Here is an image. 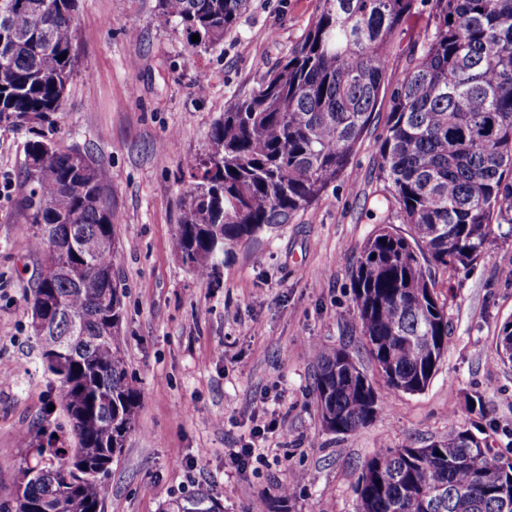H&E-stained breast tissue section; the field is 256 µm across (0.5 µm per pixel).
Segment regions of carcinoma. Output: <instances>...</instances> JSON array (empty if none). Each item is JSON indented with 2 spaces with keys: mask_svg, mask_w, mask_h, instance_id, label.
I'll list each match as a JSON object with an SVG mask.
<instances>
[{
  "mask_svg": "<svg viewBox=\"0 0 512 512\" xmlns=\"http://www.w3.org/2000/svg\"><path fill=\"white\" fill-rule=\"evenodd\" d=\"M24 0L0 16V122L50 124L77 67L71 0ZM248 0H157L159 26L182 27L193 49L214 48ZM428 8L390 97L378 145L385 220L355 269L365 351L390 390L419 393L448 348V318L432 286L439 266L466 270L512 236V0H318L310 27L258 87L211 128L204 153L186 163L172 248L197 279L216 278L224 248L289 224L348 175L356 147L386 95L405 25ZM200 40L192 41V35ZM223 161L213 172L208 162ZM27 221L41 256L31 329L44 370L60 384L72 448L48 435L41 462L19 468L13 503L0 512H98L105 476L140 408L119 343L121 293L106 277L118 259L108 174L89 151L29 142ZM57 256L48 254L51 244ZM73 339L63 340L70 324ZM316 391L326 429L349 433L384 409L344 348H319ZM483 439L451 427L426 448H387L365 461L354 512H503L512 463L481 456ZM283 484L261 512H284ZM178 512H219L197 495Z\"/></svg>",
  "mask_w": 512,
  "mask_h": 512,
  "instance_id": "1",
  "label": "carcinoma"
}]
</instances>
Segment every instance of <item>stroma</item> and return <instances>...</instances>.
I'll return each instance as SVG.
<instances>
[{
    "mask_svg": "<svg viewBox=\"0 0 512 512\" xmlns=\"http://www.w3.org/2000/svg\"><path fill=\"white\" fill-rule=\"evenodd\" d=\"M157 0H79L78 66L52 126L0 123V502L15 496L28 450L22 433L68 439L56 378L37 359L31 331L36 230L23 200L26 145L90 149L107 170L124 293L120 341L140 391L133 431L107 477L103 512H173L210 493L221 512L276 498L293 473L305 480L287 512H353L365 460L387 448H423L449 428L480 433L512 461V365L498 337L512 322V237L468 270L437 268L434 292L448 317V349L424 391L391 392L387 409L352 433L321 422L314 347H345L376 389L385 381L362 347L353 269L383 213L375 192L378 139L389 102L337 182L289 224L227 247L215 281L189 273L172 235L200 155L225 107L287 56L317 0H249L220 45L190 50L182 28L157 26ZM269 433L265 462L237 472L228 448Z\"/></svg>",
    "mask_w": 512,
    "mask_h": 512,
    "instance_id": "1",
    "label": "stroma"
}]
</instances>
